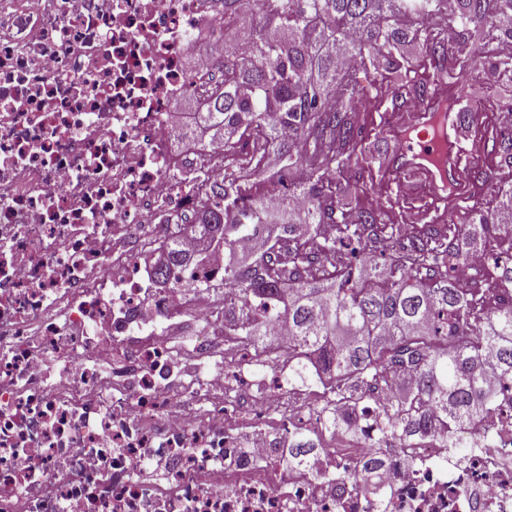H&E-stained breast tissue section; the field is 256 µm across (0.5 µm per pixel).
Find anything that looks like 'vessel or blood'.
Listing matches in <instances>:
<instances>
[{
	"instance_id": "vessel-or-blood-1",
	"label": "vessel or blood",
	"mask_w": 512,
	"mask_h": 512,
	"mask_svg": "<svg viewBox=\"0 0 512 512\" xmlns=\"http://www.w3.org/2000/svg\"><path fill=\"white\" fill-rule=\"evenodd\" d=\"M447 105L448 90L442 83L435 89L433 108L422 109L409 121L394 119L387 123L384 131L396 141L398 152L385 186L396 185L397 169L417 166L425 170L427 189L435 203L444 206L449 200L471 195L473 185L458 166L460 147L446 113Z\"/></svg>"
}]
</instances>
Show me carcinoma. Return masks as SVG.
I'll list each match as a JSON object with an SVG mask.
<instances>
[{
  "instance_id": "cac0c4a2",
  "label": "carcinoma",
  "mask_w": 512,
  "mask_h": 512,
  "mask_svg": "<svg viewBox=\"0 0 512 512\" xmlns=\"http://www.w3.org/2000/svg\"><path fill=\"white\" fill-rule=\"evenodd\" d=\"M453 23L499 75L508 63L488 46L512 41V0H458ZM447 0H224V23L242 34L224 57V82L197 101L185 135L208 138L229 155L256 144L244 166L202 192L192 233L204 244L199 262L224 257V294L238 307L233 332L264 345L266 307L284 301L288 385L331 379L329 425L363 431L374 391L394 392L390 417L375 421L373 447L390 452L426 433L447 448H468L472 426L498 402L496 384L512 383V193L501 196L496 219L474 212L469 246L456 224H383L376 209L353 206L365 170L385 158L356 124L357 103L370 91L395 90L391 110L432 100L435 83L453 89L448 112L460 144L477 136L498 166L512 168V130L473 127L488 86L457 79L448 48L427 20ZM420 40L432 69L410 78L397 48ZM341 55L357 69L338 66ZM282 182L286 195L270 205L262 183ZM336 225L332 238L318 226ZM261 251L243 257V237ZM478 254L483 263L471 269ZM190 256L168 243L154 268L166 282ZM310 439L288 449L306 463ZM378 461L346 474L369 482Z\"/></svg>"
}]
</instances>
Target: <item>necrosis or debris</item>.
Segmentation results:
<instances>
[{"label": "necrosis or debris", "instance_id": "obj_1", "mask_svg": "<svg viewBox=\"0 0 512 512\" xmlns=\"http://www.w3.org/2000/svg\"><path fill=\"white\" fill-rule=\"evenodd\" d=\"M230 32L224 0H0V512H369L344 473L374 450L325 428L326 381L228 369L258 350L224 333L223 264L141 263L192 180H224L174 104L221 79ZM300 434L315 466L287 460ZM374 476L382 512H512V402L464 454L428 437Z\"/></svg>", "mask_w": 512, "mask_h": 512}]
</instances>
